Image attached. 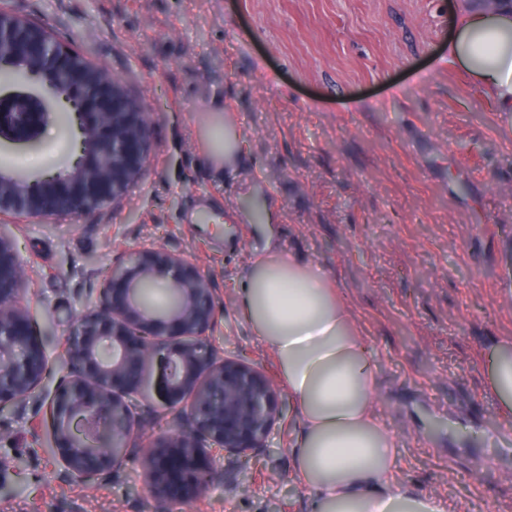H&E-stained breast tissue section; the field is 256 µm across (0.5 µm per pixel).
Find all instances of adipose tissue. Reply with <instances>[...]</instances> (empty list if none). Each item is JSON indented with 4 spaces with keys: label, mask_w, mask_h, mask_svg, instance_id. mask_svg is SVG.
Masks as SVG:
<instances>
[{
    "label": "adipose tissue",
    "mask_w": 512,
    "mask_h": 512,
    "mask_svg": "<svg viewBox=\"0 0 512 512\" xmlns=\"http://www.w3.org/2000/svg\"><path fill=\"white\" fill-rule=\"evenodd\" d=\"M448 52L512 117V0L496 8H448ZM265 245L239 290L238 314L269 347L303 429L294 466L309 512H448L435 496L413 494L396 473L393 435L376 411L375 357L358 336L338 289L322 270L278 248V215L265 209ZM488 388L512 413V343L496 346Z\"/></svg>",
    "instance_id": "obj_1"
}]
</instances>
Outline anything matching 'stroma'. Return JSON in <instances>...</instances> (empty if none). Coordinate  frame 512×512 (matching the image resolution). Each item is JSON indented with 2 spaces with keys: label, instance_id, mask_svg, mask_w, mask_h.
<instances>
[{
  "label": "stroma",
  "instance_id": "obj_1",
  "mask_svg": "<svg viewBox=\"0 0 512 512\" xmlns=\"http://www.w3.org/2000/svg\"><path fill=\"white\" fill-rule=\"evenodd\" d=\"M22 12L88 50L152 119V155L120 206L9 225L36 284L48 356L120 253H184L215 289L225 355L279 371L237 318L236 286L264 242L240 191L274 203L281 247L340 288L375 353L376 406L398 478L455 512H512V441L487 393L489 356L512 340V118L449 56L448 0H23ZM241 135L224 172L211 103ZM54 123L0 159L36 176L67 164ZM256 457H215L224 477L185 512H307L294 477L299 408ZM38 398L0 410V512H159L137 458L110 480L69 478Z\"/></svg>",
  "mask_w": 512,
  "mask_h": 512
}]
</instances>
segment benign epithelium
<instances>
[{
    "instance_id": "1",
    "label": "benign epithelium",
    "mask_w": 512,
    "mask_h": 512,
    "mask_svg": "<svg viewBox=\"0 0 512 512\" xmlns=\"http://www.w3.org/2000/svg\"><path fill=\"white\" fill-rule=\"evenodd\" d=\"M11 80L31 81L36 95L0 98V139L36 141L40 126L64 110L79 132L72 163L61 173L15 175L0 161V219L66 215L78 219L118 205L143 173L152 123L121 80L83 53L61 47L43 25L0 5V63ZM12 238L0 232V346L18 356L0 360V410L42 392L50 375L43 343L31 330L32 289L21 274ZM166 300H155L158 278ZM219 303L203 275L182 254L140 246L112 269L96 302L62 338L63 369L42 398L54 428L52 447L70 477L97 483L138 457L146 491L161 512L199 498L218 477L213 455L246 457L269 444L282 416L265 371L226 357L209 339ZM179 338L176 347L170 339ZM161 366L159 396L179 413L171 430L144 437L130 402L142 395L144 370Z\"/></svg>"
}]
</instances>
